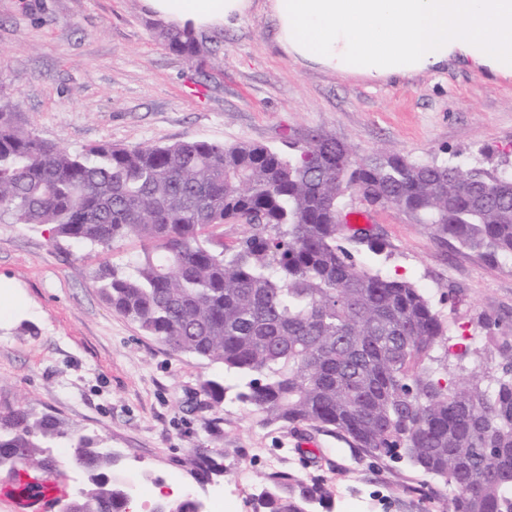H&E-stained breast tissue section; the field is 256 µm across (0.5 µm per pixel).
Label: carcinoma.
Segmentation results:
<instances>
[{
	"label": "carcinoma",
	"instance_id": "cac0c4a2",
	"mask_svg": "<svg viewBox=\"0 0 512 512\" xmlns=\"http://www.w3.org/2000/svg\"><path fill=\"white\" fill-rule=\"evenodd\" d=\"M159 37L204 63L193 29ZM345 149L314 136L288 154L199 139L72 154L25 128L17 103L0 102V216L48 224L92 250L139 238L132 261L95 276L101 294L170 349L237 374L235 399L259 422L338 431L368 456L404 459L452 488L440 512H512V349L491 385L436 376L429 361L445 328L423 290L342 244ZM344 180L490 263L512 262V171L374 151ZM228 223L241 234L226 242ZM348 232L376 255L390 247L364 228ZM201 389L217 404L228 391L212 379ZM65 436L55 418L13 408L0 416V467L45 468ZM72 438L92 485L63 512H123L112 452L95 436ZM259 480L257 512H310L329 496L287 469Z\"/></svg>",
	"mask_w": 512,
	"mask_h": 512
}]
</instances>
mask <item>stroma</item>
<instances>
[{
  "label": "stroma",
  "instance_id": "1",
  "mask_svg": "<svg viewBox=\"0 0 512 512\" xmlns=\"http://www.w3.org/2000/svg\"><path fill=\"white\" fill-rule=\"evenodd\" d=\"M160 27L143 0H0V99L18 102L39 138L72 152L189 138L285 152L318 134L359 158L385 149L512 169V78L456 61L385 83L304 65L282 52L264 0L233 24L200 30L202 64L170 50ZM372 215L390 255L350 250L425 291L446 328L438 367L458 381L495 374L500 346L512 345V265L452 246L405 214ZM140 249L128 238L88 261L47 226L0 218V281L24 299L0 312V412L25 404L103 439L112 475L140 512H156L173 486L183 501L254 512L257 474L277 456L330 490L311 512H437L447 486L432 482L434 500L420 505L413 488L423 477L404 461L366 457L342 433L319 431L312 464L288 426L261 424L228 398L208 406L201 382L232 387L237 377L170 351L113 311L93 280L102 261L123 263ZM200 454L213 465L205 478L191 471ZM53 458L49 475L64 494L49 512H61L89 475L66 440Z\"/></svg>",
  "mask_w": 512,
  "mask_h": 512
}]
</instances>
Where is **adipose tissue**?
<instances>
[{"mask_svg": "<svg viewBox=\"0 0 512 512\" xmlns=\"http://www.w3.org/2000/svg\"><path fill=\"white\" fill-rule=\"evenodd\" d=\"M171 27L225 25L253 0H144ZM283 52L374 81L461 57L512 76V0H265Z\"/></svg>", "mask_w": 512, "mask_h": 512, "instance_id": "ef3b65f1", "label": "adipose tissue"}]
</instances>
